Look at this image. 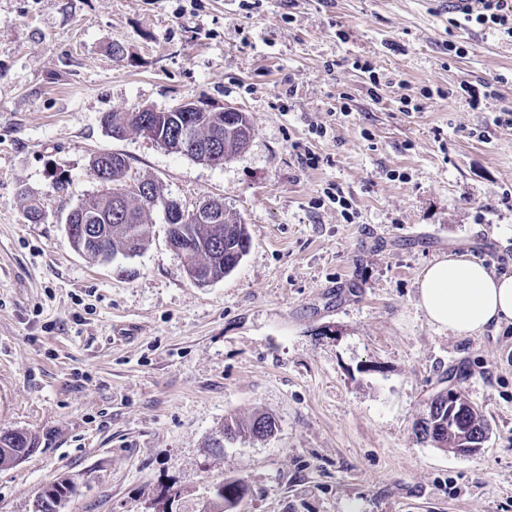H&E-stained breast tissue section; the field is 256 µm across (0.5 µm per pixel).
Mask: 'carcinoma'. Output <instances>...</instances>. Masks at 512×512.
<instances>
[{
	"label": "carcinoma",
	"instance_id": "obj_1",
	"mask_svg": "<svg viewBox=\"0 0 512 512\" xmlns=\"http://www.w3.org/2000/svg\"><path fill=\"white\" fill-rule=\"evenodd\" d=\"M194 119L211 133L224 136V155L239 153V141L250 138L252 126L247 116H238L233 122L221 117L219 112H195ZM183 119L181 112H164L154 119L152 133L162 143L171 137V131ZM107 130L121 128L123 132L141 130L136 112H111L103 118ZM92 168L102 165L106 168L102 189L71 210L76 226L89 225L91 232L101 237L102 242L77 238L72 241L74 248H87V257L93 261L109 260L118 252L134 253L150 238L151 224L147 220L148 210L138 200L139 182L128 179V163L119 153L110 152L103 158H94ZM121 210L123 219H110L116 210ZM172 238L192 266L202 267L203 277L211 282L219 281L230 274L243 260L250 248L247 225L240 215L231 211L222 224H177ZM466 394L460 388L455 393H438L429 403L428 418L415 423L417 438L430 442L442 450L460 445L457 428L468 432L477 440L488 431V423L482 411L465 406ZM277 429L276 420L269 415H260L250 421L232 418L224 422V435L236 437L251 435L265 437ZM0 448H14L17 452L32 453L36 448L35 438L26 433L0 435ZM73 486L61 480L46 487L38 497L40 508L36 512H61L60 504ZM245 492L241 480L220 485L215 491V503L210 512H232L235 503Z\"/></svg>",
	"mask_w": 512,
	"mask_h": 512
}]
</instances>
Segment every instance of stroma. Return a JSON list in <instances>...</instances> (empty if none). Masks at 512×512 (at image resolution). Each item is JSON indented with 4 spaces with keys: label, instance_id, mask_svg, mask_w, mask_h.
<instances>
[{
    "label": "stroma",
    "instance_id": "obj_1",
    "mask_svg": "<svg viewBox=\"0 0 512 512\" xmlns=\"http://www.w3.org/2000/svg\"><path fill=\"white\" fill-rule=\"evenodd\" d=\"M187 99L242 109L249 145L210 166L102 122ZM505 107L512 40L435 0H0V435L38 442L0 466V512L61 480L62 512H209L233 480L236 512H512V326L458 337L417 307L440 255L512 274ZM108 151L183 207L223 199L240 265L195 285L156 210L140 252H77L64 220ZM451 383L489 424L470 456L414 434ZM260 414L274 434L212 448Z\"/></svg>",
    "mask_w": 512,
    "mask_h": 512
}]
</instances>
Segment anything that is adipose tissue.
Returning a JSON list of instances; mask_svg holds the SVG:
<instances>
[{
  "label": "adipose tissue",
  "mask_w": 512,
  "mask_h": 512,
  "mask_svg": "<svg viewBox=\"0 0 512 512\" xmlns=\"http://www.w3.org/2000/svg\"><path fill=\"white\" fill-rule=\"evenodd\" d=\"M417 304L428 321L456 336H479L512 324V274L467 254L435 258L418 281Z\"/></svg>",
  "instance_id": "1"
}]
</instances>
